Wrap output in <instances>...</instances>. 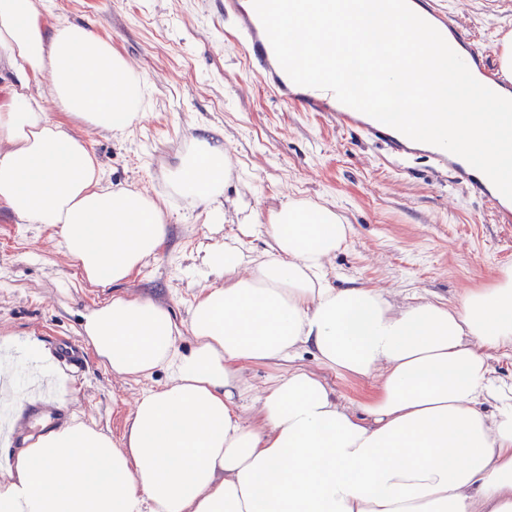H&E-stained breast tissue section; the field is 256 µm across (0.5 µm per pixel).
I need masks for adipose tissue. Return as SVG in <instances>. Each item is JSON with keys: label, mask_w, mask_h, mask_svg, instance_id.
Wrapping results in <instances>:
<instances>
[{"label": "adipose tissue", "mask_w": 512, "mask_h": 512, "mask_svg": "<svg viewBox=\"0 0 512 512\" xmlns=\"http://www.w3.org/2000/svg\"><path fill=\"white\" fill-rule=\"evenodd\" d=\"M0 85V205L16 223L58 227L88 283L128 280L162 247L166 212L141 190L101 188L70 126L131 129L144 77L92 25L0 0ZM227 166L197 140L171 189L222 222ZM250 230L269 251L211 246L203 263L224 283L200 290L187 324L120 295L85 314V341L113 375L163 369L167 382L138 399L121 440L76 421L8 456L0 512H512V386L489 366L491 352L512 351V267L457 307L396 308L381 291L326 283L351 232L333 206L291 198ZM302 348L327 369L377 377L375 395L353 411L303 369L253 395L243 364Z\"/></svg>", "instance_id": "obj_1"}]
</instances>
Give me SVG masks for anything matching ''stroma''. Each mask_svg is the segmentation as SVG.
Masks as SVG:
<instances>
[{
	"label": "stroma",
	"mask_w": 512,
	"mask_h": 512,
	"mask_svg": "<svg viewBox=\"0 0 512 512\" xmlns=\"http://www.w3.org/2000/svg\"><path fill=\"white\" fill-rule=\"evenodd\" d=\"M53 17L92 22L145 75V118L122 136L80 127L76 133L99 160L105 186L148 191L168 212L169 231L154 258L106 291L86 283L67 258L56 228L18 224L0 209V403L19 366L53 374L77 352L82 377L56 383L52 410L121 439L136 401L167 380L112 375L81 334L83 313L118 294L149 298L187 323L201 288L215 284L202 257L215 242L259 255L261 224L288 198L333 205L351 233L325 269L329 286L382 291L396 304L416 300L457 306L512 266V224L494 223L488 206L455 186L422 156L396 162L358 132L318 112L279 101L227 45L224 0H43ZM463 39L498 68L501 39L512 33V0H437ZM208 138L229 157L226 220L210 222L202 208L172 197L168 172L193 139ZM321 377L351 409L376 390L372 378H349L319 364L312 352L248 364L254 394L292 368Z\"/></svg>",
	"instance_id": "35a3bbf8"
}]
</instances>
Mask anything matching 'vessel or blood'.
<instances>
[{
	"label": "vessel or blood",
	"instance_id": "vessel-or-blood-1",
	"mask_svg": "<svg viewBox=\"0 0 512 512\" xmlns=\"http://www.w3.org/2000/svg\"><path fill=\"white\" fill-rule=\"evenodd\" d=\"M224 18L234 29L235 46L244 51L264 84L283 102L299 105L310 112L331 113L337 126L359 129L367 138L384 143L396 157L406 158L419 152L415 141L404 135H391L387 125L340 103L331 91L310 88L297 92L295 83L280 66L258 15L243 9L240 0H224ZM422 152L438 166L447 168L457 185L489 202L498 214L512 215V200L504 197L496 187L475 179L467 161L434 145Z\"/></svg>",
	"mask_w": 512,
	"mask_h": 512
}]
</instances>
